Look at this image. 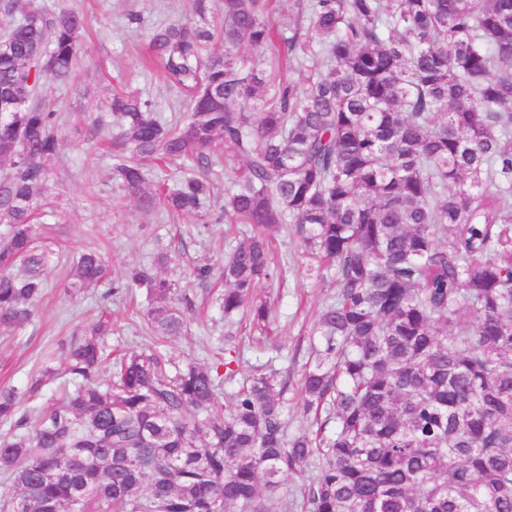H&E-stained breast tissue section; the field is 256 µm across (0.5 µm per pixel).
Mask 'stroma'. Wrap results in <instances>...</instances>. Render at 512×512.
Listing matches in <instances>:
<instances>
[{"label": "stroma", "instance_id": "1", "mask_svg": "<svg viewBox=\"0 0 512 512\" xmlns=\"http://www.w3.org/2000/svg\"><path fill=\"white\" fill-rule=\"evenodd\" d=\"M49 7H64L82 15L84 31L74 80L46 81L43 97L56 111L58 152L50 162L42 209L41 232L61 247L57 267L34 319L26 326L0 328V384L25 389L45 368H65L63 347L83 336L101 306H108L116 321L107 345L112 352L147 345L144 332L149 301L145 289L112 296L106 286L88 289L75 300L63 288L73 279L78 256L100 252L113 279H123L134 266L152 263L160 252L176 261L164 269L177 280L180 294L191 302L186 331L169 337L163 349L179 366L211 362L213 352L231 360L235 375L221 379L223 395L236 391L254 365L277 357L288 372V428L306 426L298 384L310 357L314 321L336 294V284L310 271L300 243L284 233L272 236L281 259L274 280L261 281L255 290L268 299L272 320L266 333L256 331L249 319L224 317L216 299L223 290L217 277L224 263L226 224L216 218L244 163L228 160L215 168L214 196L208 216L144 211L136 197L123 191L111 174L112 158L103 142L111 134L113 118L107 102L115 86L138 91L155 103L158 117L173 123L184 119L178 94L158 72L148 67L147 33L163 21L193 18L192 0H41ZM140 23H130V15ZM210 265L209 281L191 277L198 265Z\"/></svg>", "mask_w": 512, "mask_h": 512}]
</instances>
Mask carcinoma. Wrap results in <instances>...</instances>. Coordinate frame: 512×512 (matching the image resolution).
Returning <instances> with one entry per match:
<instances>
[{
  "label": "carcinoma",
  "instance_id": "cac0c4a2",
  "mask_svg": "<svg viewBox=\"0 0 512 512\" xmlns=\"http://www.w3.org/2000/svg\"><path fill=\"white\" fill-rule=\"evenodd\" d=\"M193 2L220 28L148 33L188 116L168 125L113 92L112 170L148 208L201 217L220 159L245 162L216 219L251 226L224 255V315L266 326L254 288L277 276L282 227L336 282L300 382L309 424L288 431V375L270 360L226 405L214 368L165 358L191 303L139 266L109 292L147 290L152 347L99 380L104 312L64 348L55 406L21 409L41 379L0 388L16 488L0 512H512V0H295L316 47L274 29L270 0ZM82 28L71 10L0 6V326L30 322L56 263L33 225L58 148L42 86L73 76ZM278 42L304 87L236 55ZM108 280L89 250L66 294Z\"/></svg>",
  "mask_w": 512,
  "mask_h": 512
}]
</instances>
